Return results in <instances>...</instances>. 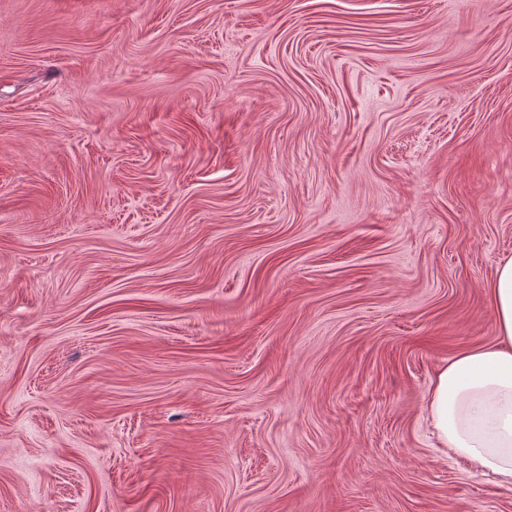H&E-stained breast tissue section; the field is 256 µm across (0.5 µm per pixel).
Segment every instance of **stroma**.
I'll list each match as a JSON object with an SVG mask.
<instances>
[{"mask_svg":"<svg viewBox=\"0 0 512 512\" xmlns=\"http://www.w3.org/2000/svg\"><path fill=\"white\" fill-rule=\"evenodd\" d=\"M510 257L512 0H0V512H512ZM495 340L448 359L431 381L434 434L455 456L512 487V258L490 285Z\"/></svg>","mask_w":512,"mask_h":512,"instance_id":"35a3bbf8","label":"stroma"}]
</instances>
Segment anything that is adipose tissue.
I'll list each match as a JSON object with an SVG mask.
<instances>
[{"mask_svg":"<svg viewBox=\"0 0 512 512\" xmlns=\"http://www.w3.org/2000/svg\"><path fill=\"white\" fill-rule=\"evenodd\" d=\"M493 342L449 358L431 381L427 411L443 447L512 487V258L490 285Z\"/></svg>","mask_w":512,"mask_h":512,"instance_id":"adipose-tissue-1","label":"adipose tissue"}]
</instances>
